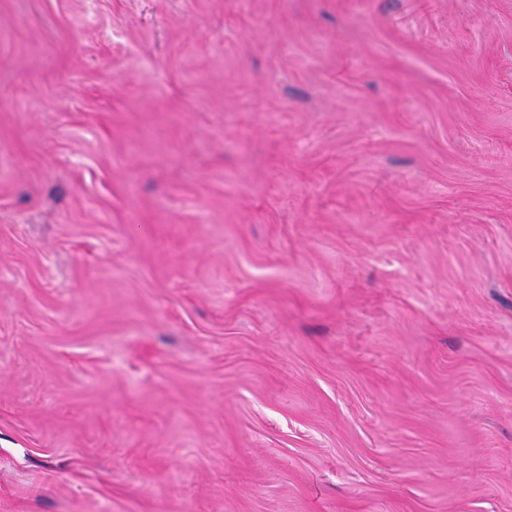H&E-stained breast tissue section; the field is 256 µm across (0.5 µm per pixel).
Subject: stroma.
<instances>
[{
  "instance_id": "1",
  "label": "stroma",
  "mask_w": 512,
  "mask_h": 512,
  "mask_svg": "<svg viewBox=\"0 0 512 512\" xmlns=\"http://www.w3.org/2000/svg\"><path fill=\"white\" fill-rule=\"evenodd\" d=\"M0 512H512V0H0Z\"/></svg>"
}]
</instances>
